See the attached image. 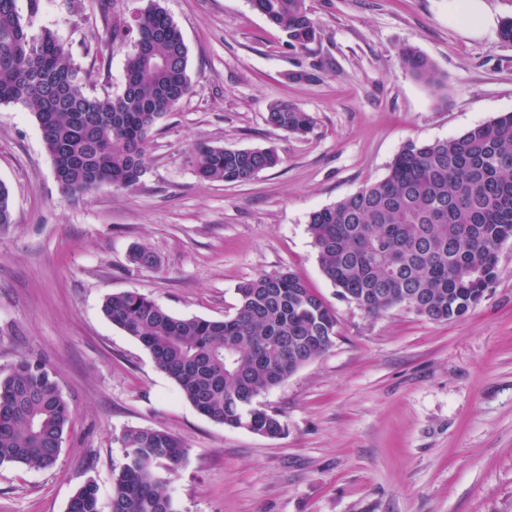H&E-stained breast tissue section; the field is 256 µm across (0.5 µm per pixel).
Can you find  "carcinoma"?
<instances>
[{
    "label": "carcinoma",
    "instance_id": "1",
    "mask_svg": "<svg viewBox=\"0 0 512 512\" xmlns=\"http://www.w3.org/2000/svg\"><path fill=\"white\" fill-rule=\"evenodd\" d=\"M252 7L306 50L321 28L306 0H251ZM105 37L99 51L135 35L119 95L86 91L67 45L50 32L29 33L16 0H0V104L35 115L66 199L103 186L129 189L146 173L149 132L190 92L188 49L177 25L150 0L128 22L99 0ZM400 67L433 87L445 85L433 62L405 44ZM268 125L305 136L309 113L276 101ZM209 182L236 183L281 163L270 148L203 145L192 159ZM14 223L0 183V230ZM309 232L323 275L341 297L369 314L408 306L436 321L464 317L496 278L498 250L512 240V112L432 143L409 141L385 178L310 214ZM235 313L220 321L176 317L136 292L110 293L104 316L136 339L182 397L213 422L276 438L277 414L257 398L319 358L336 336V314L291 270L260 273L237 287ZM71 419L58 377L22 359L0 374V466L52 468ZM124 463L113 469L110 512H174L159 471L175 473L185 443L156 428L128 427L118 437ZM68 512H102L91 481Z\"/></svg>",
    "mask_w": 512,
    "mask_h": 512
}]
</instances>
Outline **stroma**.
Segmentation results:
<instances>
[{
	"label": "stroma",
	"mask_w": 512,
	"mask_h": 512,
	"mask_svg": "<svg viewBox=\"0 0 512 512\" xmlns=\"http://www.w3.org/2000/svg\"><path fill=\"white\" fill-rule=\"evenodd\" d=\"M307 3L321 38L300 52L250 0H160L187 45L191 89L152 128L130 189L63 199L34 114L0 104L14 215L0 232V372L41 359L72 412L52 469L0 466V512H67L89 480L108 512L128 427L185 442L167 478L176 512H512V240L478 304L441 323L406 307L371 316L341 298L308 231L313 211L384 178L406 142L512 112V42L465 36L448 0ZM16 7L30 34L67 43L88 92L122 93L134 41L96 57L95 0ZM403 44L435 64L443 91L399 67ZM312 68L317 81L288 78ZM277 100L312 116L308 136L266 124ZM202 142L271 148L282 163L242 183L204 181L191 163ZM137 248L154 267L131 262ZM288 269L335 312L337 335L260 396L286 426L275 439L201 415L102 313L107 294L137 291L174 316L221 320L238 284Z\"/></svg>",
	"instance_id": "obj_1"
}]
</instances>
